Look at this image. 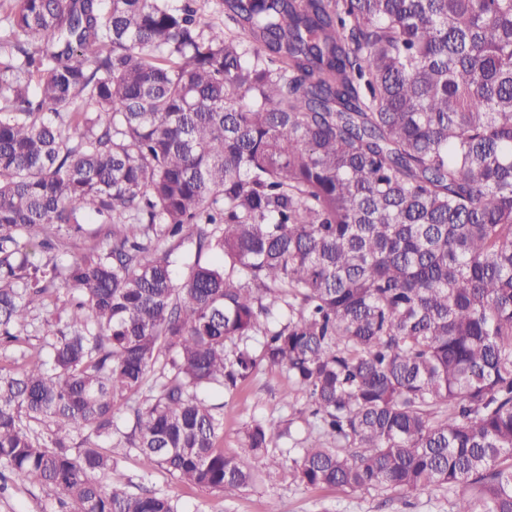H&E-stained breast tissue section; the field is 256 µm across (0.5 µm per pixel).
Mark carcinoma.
I'll return each instance as SVG.
<instances>
[{
    "label": "carcinoma",
    "instance_id": "cac0c4a2",
    "mask_svg": "<svg viewBox=\"0 0 512 512\" xmlns=\"http://www.w3.org/2000/svg\"><path fill=\"white\" fill-rule=\"evenodd\" d=\"M6 2L0 467L59 512H178L112 480L116 436L247 487L210 393L263 362L328 443L286 449L300 483L512 512V0ZM276 436L245 450L278 467ZM50 311L54 312L52 305L47 309L38 306L31 312L32 323H34V327H29L30 339L26 345L31 351L36 350L40 345V337L44 335L48 328H51L52 330H56L57 328L56 326H51V324H54L55 320L54 318L52 320Z\"/></svg>",
    "mask_w": 512,
    "mask_h": 512
}]
</instances>
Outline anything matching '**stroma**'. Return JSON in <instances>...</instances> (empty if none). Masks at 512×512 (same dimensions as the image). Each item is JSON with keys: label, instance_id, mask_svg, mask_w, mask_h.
I'll return each mask as SVG.
<instances>
[{"label": "stroma", "instance_id": "obj_1", "mask_svg": "<svg viewBox=\"0 0 512 512\" xmlns=\"http://www.w3.org/2000/svg\"><path fill=\"white\" fill-rule=\"evenodd\" d=\"M291 393V404L279 407L283 393ZM224 406L222 446L226 453L241 456L260 477L256 487L215 493L202 488L184 489L165 472L145 473L136 451L121 449L116 478L130 490L140 488L177 497L180 512H266L269 501H277L280 512H448L445 500L437 494H419L408 498L397 494L369 495L354 498L328 487H311L295 481L288 466L266 472L261 457L246 454L243 431L255 419H271L283 428L276 438L278 448L298 441L303 448H320L323 438L308 428L306 397L292 388L285 370L260 365L255 377L231 393L216 395ZM52 492L12 478L8 489L0 494V512H56Z\"/></svg>", "mask_w": 512, "mask_h": 512}]
</instances>
